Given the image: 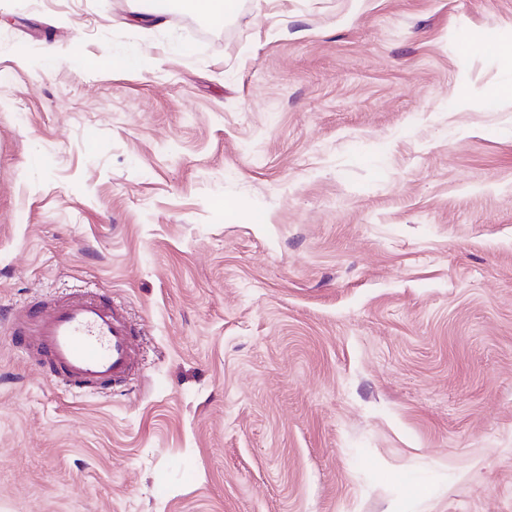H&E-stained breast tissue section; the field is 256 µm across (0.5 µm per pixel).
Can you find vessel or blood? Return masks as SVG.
Masks as SVG:
<instances>
[{
  "instance_id": "obj_1",
  "label": "vessel or blood",
  "mask_w": 512,
  "mask_h": 512,
  "mask_svg": "<svg viewBox=\"0 0 512 512\" xmlns=\"http://www.w3.org/2000/svg\"><path fill=\"white\" fill-rule=\"evenodd\" d=\"M15 325L33 336L35 351L51 372L77 391L123 382L140 361L124 308L93 297L29 306Z\"/></svg>"
}]
</instances>
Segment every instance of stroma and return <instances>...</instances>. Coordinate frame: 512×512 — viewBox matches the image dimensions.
I'll return each instance as SVG.
<instances>
[{
	"label": "stroma",
	"instance_id": "1",
	"mask_svg": "<svg viewBox=\"0 0 512 512\" xmlns=\"http://www.w3.org/2000/svg\"><path fill=\"white\" fill-rule=\"evenodd\" d=\"M491 39L512 0H0V512H512ZM86 291L141 365L76 397L9 318ZM196 13L214 25H221L238 9V0H190ZM141 57L136 53L121 56L107 55L90 62V65L99 68L136 69L140 66Z\"/></svg>",
	"mask_w": 512,
	"mask_h": 512
}]
</instances>
